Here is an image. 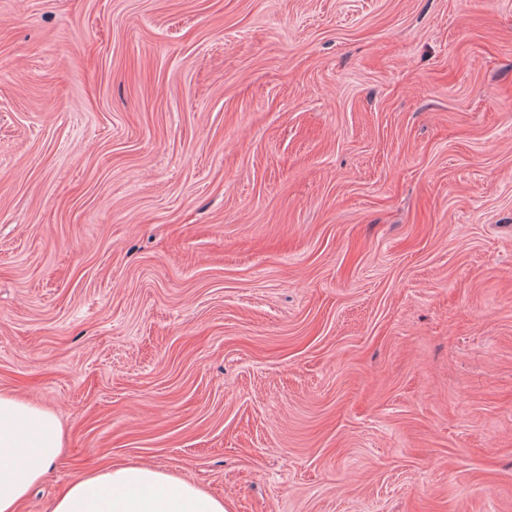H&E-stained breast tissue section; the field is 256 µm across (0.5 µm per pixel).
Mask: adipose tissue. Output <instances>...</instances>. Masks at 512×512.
<instances>
[{
  "mask_svg": "<svg viewBox=\"0 0 512 512\" xmlns=\"http://www.w3.org/2000/svg\"><path fill=\"white\" fill-rule=\"evenodd\" d=\"M65 447L56 414L0 391V512H20ZM50 512H228L223 498L146 466L89 471L55 498Z\"/></svg>",
  "mask_w": 512,
  "mask_h": 512,
  "instance_id": "1",
  "label": "adipose tissue"
}]
</instances>
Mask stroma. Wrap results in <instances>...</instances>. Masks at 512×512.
Returning <instances> with one entry per match:
<instances>
[{
  "label": "stroma",
  "instance_id": "35a3bbf8",
  "mask_svg": "<svg viewBox=\"0 0 512 512\" xmlns=\"http://www.w3.org/2000/svg\"><path fill=\"white\" fill-rule=\"evenodd\" d=\"M0 389L22 512H512V0H0ZM65 448L56 414L0 391V512H20ZM50 512H228L223 497L146 465L89 471L55 498Z\"/></svg>",
  "mask_w": 512,
  "mask_h": 512
}]
</instances>
